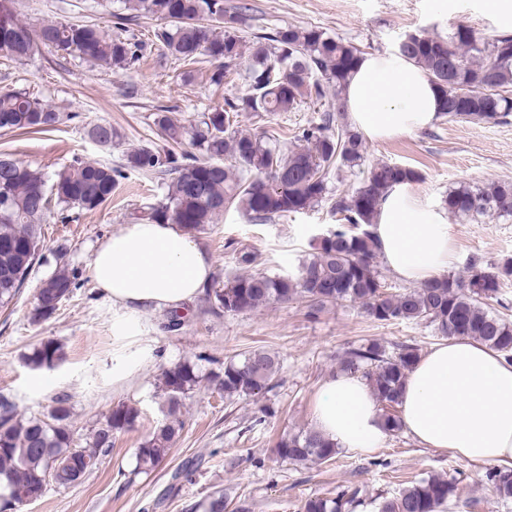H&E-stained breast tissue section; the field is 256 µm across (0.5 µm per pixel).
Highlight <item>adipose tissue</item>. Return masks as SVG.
<instances>
[{"mask_svg": "<svg viewBox=\"0 0 512 512\" xmlns=\"http://www.w3.org/2000/svg\"><path fill=\"white\" fill-rule=\"evenodd\" d=\"M352 127L368 142L388 141L432 125L440 99L426 72L396 55L362 56L344 93ZM373 231L386 265L420 285L456 260L442 208L409 184L384 197ZM214 261L174 224L134 223L99 241L90 275L116 308L112 333L133 336L138 315L175 310L210 282ZM404 430L421 446L484 465H512V362L488 346L452 337L421 354L399 403ZM313 425L339 446L379 447L386 437L368 382L343 372L327 377L313 401Z\"/></svg>", "mask_w": 512, "mask_h": 512, "instance_id": "adipose-tissue-1", "label": "adipose tissue"}]
</instances>
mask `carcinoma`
Instances as JSON below:
<instances>
[{"instance_id":"1","label":"carcinoma","mask_w":512,"mask_h":512,"mask_svg":"<svg viewBox=\"0 0 512 512\" xmlns=\"http://www.w3.org/2000/svg\"><path fill=\"white\" fill-rule=\"evenodd\" d=\"M132 14L115 15L126 25L146 16L165 21L152 31L153 41L167 49L189 82L193 66L204 59L218 63L211 80L220 84L235 75L247 92L224 99L202 113L190 127L173 123L166 110L155 113L154 125L168 146L138 148L126 154L125 167L171 175L166 193L148 207L145 219L176 224L198 231L214 223L224 209L235 207L251 220L263 221L285 213H303L327 202L340 224L317 240L315 252L295 273L269 276L239 274L220 288L207 290L212 309L226 313L257 311L271 304L307 298L315 304L350 301L359 304L371 320L425 322L441 336H461L479 341L512 360V322L487 307L505 281L512 278V260L482 267L470 266L466 276L449 272L402 293L388 292L377 269L379 252L372 227L387 192L419 178L415 170L391 163L374 165L363 183L349 196L333 197L328 188L332 169L354 168L363 158V143L348 121L344 90L362 57L359 48L317 26H282L268 33H248L239 13L224 8V0H123ZM63 59H78L117 73L134 63L142 43L112 35L97 24L50 20L33 26L18 18L6 0H0V57L25 61L42 48ZM395 54L425 70L437 86L448 120L499 122L512 115V34L491 38L458 25L448 36L407 33ZM303 103L318 107L319 122L302 129L303 145L283 154L274 139L238 130L241 112H290ZM60 122L36 93L0 91V130L47 132ZM90 138L110 146L116 138L112 125L93 124ZM189 137L190 149L176 152ZM125 178L119 167L80 162L46 175L17 160L0 157V306L13 301L34 266L38 227L51 205L92 211L112 197ZM448 213L460 217L512 218V182H493L483 188L460 186L444 200ZM75 287L73 277L61 268L41 284L33 319L54 314ZM420 357L418 345L408 341L395 351L370 341L344 352L343 370L368 367L366 378L380 405L389 434L402 429L398 405L408 375ZM65 360L62 347L52 340L36 346L25 363L51 368ZM280 371L279 359L255 349L224 368L204 376L184 362L163 372L161 391L173 416L181 399L207 380L224 397L247 398L268 388ZM136 408H112L82 448L72 447L70 408L57 399L49 419H23L5 396H0V512L41 497L48 484L69 488L79 483L112 447V435L133 425ZM179 422L159 427L136 449V468L155 469L168 455ZM275 454L294 463L333 460L338 445L319 431L309 429L278 441ZM486 480L496 496L512 499V469L491 467ZM460 488L453 478L431 475L408 483L378 504V512H445L458 506ZM362 503V489L346 487L334 497H311L301 512H348ZM224 494L196 503L192 512H224Z\"/></svg>"}]
</instances>
